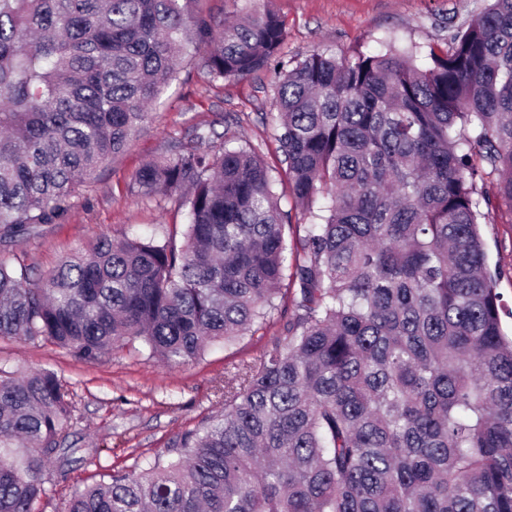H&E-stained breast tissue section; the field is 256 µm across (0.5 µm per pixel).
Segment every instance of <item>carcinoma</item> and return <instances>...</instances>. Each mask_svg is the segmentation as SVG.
<instances>
[{
    "mask_svg": "<svg viewBox=\"0 0 512 512\" xmlns=\"http://www.w3.org/2000/svg\"><path fill=\"white\" fill-rule=\"evenodd\" d=\"M193 2L0 0V338L87 360L139 339L184 364L284 319L176 457L87 486L65 512H512V339L479 233L483 209L512 206V0L445 49L294 60L275 12L216 24ZM190 49L214 81L277 69L284 168L177 140L132 190L177 196L185 223L161 243L100 236L31 282L7 247L59 223L127 150ZM283 179L316 219L300 239ZM286 280L291 311L276 304ZM70 418L53 372L0 374V512H34ZM278 193L280 194V208L284 214L289 215V222L292 224L291 234L294 237L304 236V224H310L312 218H302L299 210L295 209L293 198L290 194L289 188L286 185L278 187Z\"/></svg>",
    "mask_w": 512,
    "mask_h": 512,
    "instance_id": "carcinoma-1",
    "label": "carcinoma"
}]
</instances>
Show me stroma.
Returning <instances> with one entry per match:
<instances>
[{
  "mask_svg": "<svg viewBox=\"0 0 512 512\" xmlns=\"http://www.w3.org/2000/svg\"><path fill=\"white\" fill-rule=\"evenodd\" d=\"M287 22L289 55L324 50L354 56L384 45L446 43L454 26L473 22L488 0H264ZM274 70L210 82L197 58L186 55L177 81L151 106L150 118L127 151L99 170L71 199L60 223L19 239L13 261L24 263L33 282L53 273L67 257L106 235L163 237L182 223L175 199L131 194L132 175L164 154L172 139H187L196 126H213L233 145L248 143L273 159L272 128L261 120L273 111ZM488 264L506 309L502 328L512 336V209L500 205L481 226ZM282 323L271 319L255 335L231 347L211 344L197 359L165 366L147 350L119 347L87 361L46 341L0 339V367L53 371L73 402L66 463L45 472L46 493L37 512H63L71 493L100 475L128 472L165 453L173 439L201 425L224 406V378L233 364L262 356Z\"/></svg>",
  "mask_w": 512,
  "mask_h": 512,
  "instance_id": "obj_1",
  "label": "stroma"
}]
</instances>
